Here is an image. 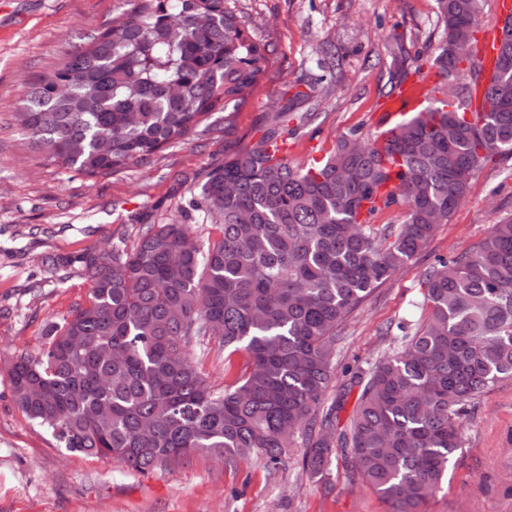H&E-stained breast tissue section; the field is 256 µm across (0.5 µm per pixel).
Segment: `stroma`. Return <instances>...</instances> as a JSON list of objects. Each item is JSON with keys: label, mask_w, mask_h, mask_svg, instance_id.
I'll return each instance as SVG.
<instances>
[{"label": "stroma", "mask_w": 512, "mask_h": 512, "mask_svg": "<svg viewBox=\"0 0 512 512\" xmlns=\"http://www.w3.org/2000/svg\"><path fill=\"white\" fill-rule=\"evenodd\" d=\"M250 34L272 49L266 72L232 114L218 111L186 139L119 173L87 177L34 153L15 122L24 90L53 73L66 54L112 21L131 0H0V512H388L353 482L343 462L329 479L309 478L294 441L285 470L271 473L251 453L237 466L196 453L139 473L116 460L71 451L14 404L9 375L16 356L43 348L51 325L84 302L89 283L76 268L62 277L44 260L93 247L133 246L142 224H167L225 156L254 142L288 99L310 93L292 119L289 163L325 158L338 137L375 133L389 90L396 40L424 58L443 43L436 0H227ZM333 43L342 58L334 80L317 58ZM512 213V159L477 171L448 222L426 249L370 296L336 346L333 386L384 354L381 331L419 323L423 275L436 256L471 249ZM465 446L448 466L427 512H512V381L482 397L464 419Z\"/></svg>", "instance_id": "35a3bbf8"}]
</instances>
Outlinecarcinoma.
<instances>
[{
    "label": "carcinoma",
    "instance_id": "cac0c4a2",
    "mask_svg": "<svg viewBox=\"0 0 512 512\" xmlns=\"http://www.w3.org/2000/svg\"><path fill=\"white\" fill-rule=\"evenodd\" d=\"M436 2L444 39L429 66L457 80V93L404 120L383 149L351 131L318 166L271 161L265 144L288 136L290 99L181 210L202 215L206 241L178 220L142 224L132 249L70 261L90 282L87 299L43 349L11 365L14 401L30 420L68 449L138 472L197 452L230 467L253 452L277 472L298 433L310 476L330 473L340 454L389 512H425L464 447L468 408L512 380V214L473 249L435 259L423 322L387 326L388 353L330 400L327 391L349 316L448 223L475 172L512 158V17L486 78L478 55L453 65L483 0ZM397 50L393 89L421 67L404 42ZM270 56L224 0H140L30 85L16 121L43 158L112 174L238 107ZM320 67L339 68L330 43ZM58 81L68 97L53 95ZM477 87L484 108L469 119L458 104ZM385 154L397 184L378 206L391 179ZM390 210L400 222L374 223ZM211 338L219 355H246L222 391L188 356ZM353 384L361 392L342 427Z\"/></svg>",
    "mask_w": 512,
    "mask_h": 512
}]
</instances>
